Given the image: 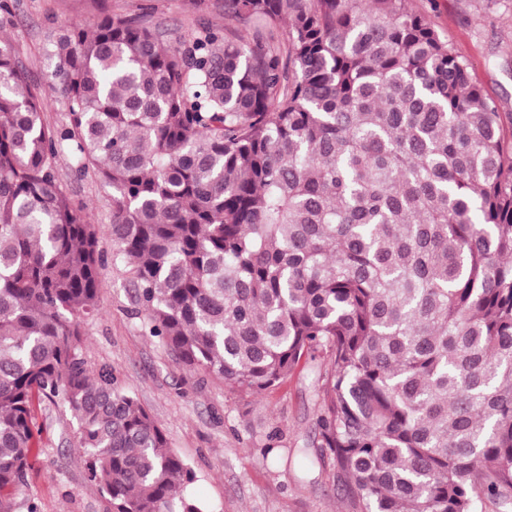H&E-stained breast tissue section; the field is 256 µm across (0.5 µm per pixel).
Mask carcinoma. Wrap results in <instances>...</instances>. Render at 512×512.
I'll return each mask as SVG.
<instances>
[{
  "mask_svg": "<svg viewBox=\"0 0 512 512\" xmlns=\"http://www.w3.org/2000/svg\"><path fill=\"white\" fill-rule=\"evenodd\" d=\"M224 19L175 45L118 15L64 26L44 84L0 37V512L54 398L110 512H210L82 356L106 261L63 154L112 186V265L177 359L253 394L317 362L299 467L333 464L352 512H508L512 114L406 0Z\"/></svg>",
  "mask_w": 512,
  "mask_h": 512,
  "instance_id": "1",
  "label": "carcinoma"
}]
</instances>
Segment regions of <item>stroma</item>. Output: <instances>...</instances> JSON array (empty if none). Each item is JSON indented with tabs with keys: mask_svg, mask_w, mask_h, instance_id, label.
Returning a JSON list of instances; mask_svg holds the SVG:
<instances>
[{
	"mask_svg": "<svg viewBox=\"0 0 512 512\" xmlns=\"http://www.w3.org/2000/svg\"><path fill=\"white\" fill-rule=\"evenodd\" d=\"M13 5L15 25L0 33L38 81L54 33L64 25H93L103 11L141 18L169 42L202 22L224 25V0H204L199 7L192 0H13ZM409 7L471 63L475 82L500 111L512 113V0H497L492 7L487 0H410ZM57 174L83 203L101 250L111 253V186L75 176L66 157ZM129 293L124 270L107 266L98 311L84 327L83 356L89 367L112 366L124 390L161 424L170 448L196 474L192 495L211 512H350L333 466L314 467L305 476L296 466L299 449L316 429L312 363L263 393L231 391L146 335L130 311ZM36 420L41 440L14 512H26L31 499L39 512H107L98 486L86 475L69 409L47 401L37 408Z\"/></svg>",
	"mask_w": 512,
	"mask_h": 512,
	"instance_id": "1",
	"label": "stroma"
}]
</instances>
